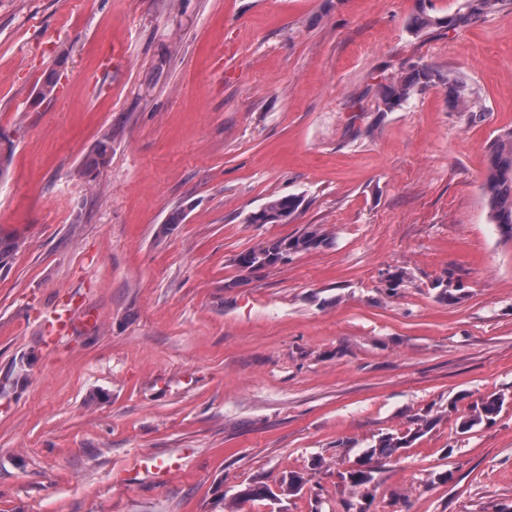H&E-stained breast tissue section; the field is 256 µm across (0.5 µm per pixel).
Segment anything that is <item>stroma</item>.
<instances>
[{
  "instance_id": "obj_1",
  "label": "stroma",
  "mask_w": 512,
  "mask_h": 512,
  "mask_svg": "<svg viewBox=\"0 0 512 512\" xmlns=\"http://www.w3.org/2000/svg\"><path fill=\"white\" fill-rule=\"evenodd\" d=\"M464 3L0 0V233L21 238L0 269V512H512V238L483 191L512 129V0L409 28ZM414 64L469 110L438 84L379 111ZM274 195L302 204L248 223ZM311 225L327 245L234 262ZM62 302L99 325L46 344ZM491 394L494 423L461 433ZM287 474L306 483L278 506L237 501ZM111 152L112 138L107 135L99 140L85 156L80 167V173L91 176L94 172L106 165ZM435 421L434 418H418L417 427L413 433L401 437L392 434L379 437L375 444L366 450L358 466L348 471L347 478L351 485L354 487L367 486L373 479L371 470L373 460L390 457L400 448L409 447L415 439L431 429Z\"/></svg>"
}]
</instances>
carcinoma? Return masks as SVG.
<instances>
[{
    "mask_svg": "<svg viewBox=\"0 0 512 512\" xmlns=\"http://www.w3.org/2000/svg\"><path fill=\"white\" fill-rule=\"evenodd\" d=\"M501 0H466L465 9L470 15H486L495 11ZM460 17L431 18L424 11L412 18L410 30L414 33L427 26L453 28ZM443 82L449 85L454 102L462 107L466 106V100L461 97L458 86L450 84V80L442 76L438 71L428 65H413L410 71L400 78L379 86V97L384 106V111L392 112L401 107L416 91L427 86ZM112 152V136L107 135L99 140L91 151L85 156L80 173L92 175L105 166ZM485 190L489 197L495 223L512 238V130L501 134L492 148L489 166L485 178ZM301 205V199L296 196H276L267 201L263 206L264 213L255 217V220L263 224H275L281 218L294 213ZM328 243L327 235L319 228L312 226L302 233L290 237L280 238L266 245H259L235 256L236 265L246 270L257 264L270 267L281 263V258L295 255L303 251L317 249ZM17 246V236L12 234L0 235V268L8 265L13 251ZM434 287L441 289L440 297L447 301H456L464 296V285L458 280L438 279ZM504 403V396L491 394L484 398L480 404L473 407V412L466 416L460 423V433L464 434L484 424H491L499 413ZM435 419L419 418L414 432L404 436L383 435L361 458L358 466L347 472V478L352 486L362 487L372 481L371 463L375 459H383L392 456L401 448H407L428 429L432 428ZM306 483V479L300 475H289L279 482V495H291L298 493Z\"/></svg>",
    "mask_w": 512,
    "mask_h": 512,
    "instance_id": "carcinoma-1",
    "label": "carcinoma"
}]
</instances>
